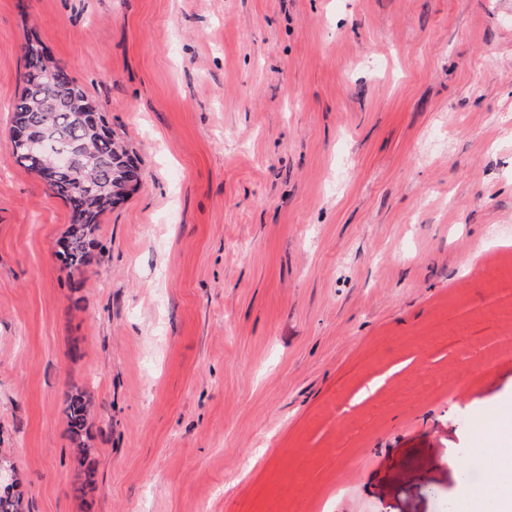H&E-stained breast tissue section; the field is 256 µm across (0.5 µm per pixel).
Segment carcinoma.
<instances>
[{
  "instance_id": "cac0c4a2",
  "label": "carcinoma",
  "mask_w": 512,
  "mask_h": 512,
  "mask_svg": "<svg viewBox=\"0 0 512 512\" xmlns=\"http://www.w3.org/2000/svg\"><path fill=\"white\" fill-rule=\"evenodd\" d=\"M43 41L30 32L22 47L26 72L21 95L13 112L26 117L30 129L40 133L54 130L55 146L68 149L78 146L83 155L82 166L58 178L53 194L62 198L71 210V220H79L86 228L67 231L65 249L58 251L66 269L80 275L89 263V249L99 230L100 219L116 207L127 194L117 191L126 177L136 175L140 165L125 142L112 129L105 135L90 130L79 113L72 109L73 97H85L84 92L61 62L40 50ZM65 420L68 433L82 458H87L88 431L91 425V398L80 389L65 397ZM16 470H0V512H23V493Z\"/></svg>"
}]
</instances>
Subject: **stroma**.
I'll use <instances>...</instances> for the list:
<instances>
[{
  "instance_id": "1",
  "label": "stroma",
  "mask_w": 512,
  "mask_h": 512,
  "mask_svg": "<svg viewBox=\"0 0 512 512\" xmlns=\"http://www.w3.org/2000/svg\"><path fill=\"white\" fill-rule=\"evenodd\" d=\"M30 30L144 173L81 275L69 206L12 158ZM503 411L512 0H0V462L26 512H471ZM65 420L68 433L74 444H76L82 460L88 457V431L91 425V398L90 395L80 389L71 390L65 397Z\"/></svg>"
}]
</instances>
